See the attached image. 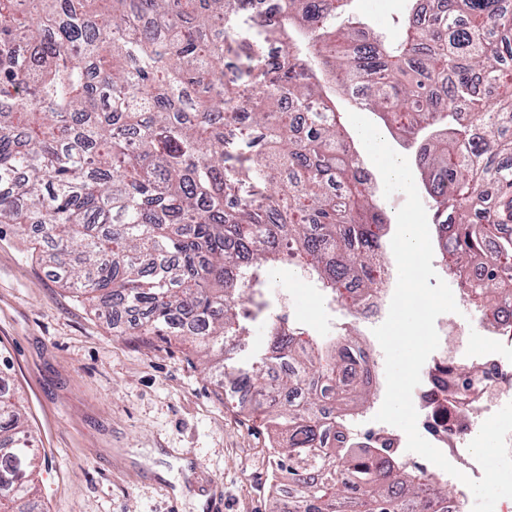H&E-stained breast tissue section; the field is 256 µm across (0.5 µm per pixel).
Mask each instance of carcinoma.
Wrapping results in <instances>:
<instances>
[{
	"mask_svg": "<svg viewBox=\"0 0 512 512\" xmlns=\"http://www.w3.org/2000/svg\"><path fill=\"white\" fill-rule=\"evenodd\" d=\"M349 0H0V224L41 235L64 286L136 336H175L224 372L244 294L284 259L350 311L376 291L387 217L339 101L417 151L435 245L476 307L512 301V9L412 0L402 37L336 23ZM250 409L275 438L270 512H448L429 472L336 447L363 406L364 349L269 328ZM479 366L448 372L467 388ZM37 449L0 372V512H38Z\"/></svg>",
	"mask_w": 512,
	"mask_h": 512,
	"instance_id": "obj_1",
	"label": "carcinoma"
}]
</instances>
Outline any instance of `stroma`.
I'll use <instances>...</instances> for the list:
<instances>
[{
	"label": "stroma",
	"instance_id": "1",
	"mask_svg": "<svg viewBox=\"0 0 512 512\" xmlns=\"http://www.w3.org/2000/svg\"><path fill=\"white\" fill-rule=\"evenodd\" d=\"M408 0H353L354 20L400 39ZM265 312L224 345L231 382L205 374L194 347L134 336L62 285L32 237L0 224V370L7 372L40 456L42 512H268L269 432L233 380L268 351V315L289 309L305 336L338 335L343 309L288 264L265 276Z\"/></svg>",
	"mask_w": 512,
	"mask_h": 512
}]
</instances>
